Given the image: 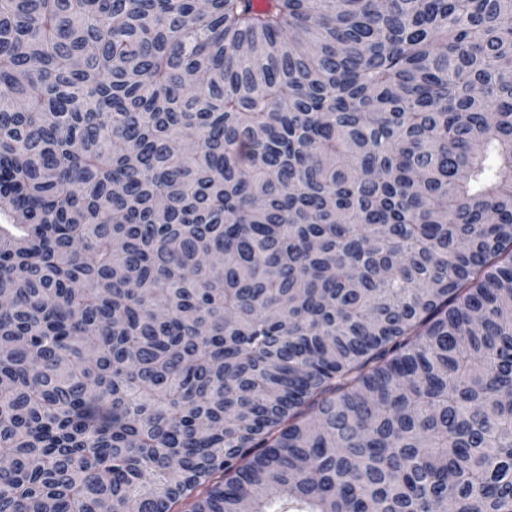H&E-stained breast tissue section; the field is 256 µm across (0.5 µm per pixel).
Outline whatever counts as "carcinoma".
<instances>
[{"label":"carcinoma","mask_w":512,"mask_h":512,"mask_svg":"<svg viewBox=\"0 0 512 512\" xmlns=\"http://www.w3.org/2000/svg\"><path fill=\"white\" fill-rule=\"evenodd\" d=\"M0 512H512V0H0Z\"/></svg>","instance_id":"1"}]
</instances>
